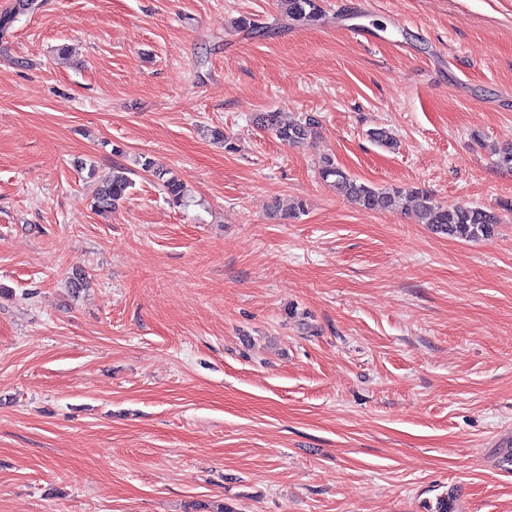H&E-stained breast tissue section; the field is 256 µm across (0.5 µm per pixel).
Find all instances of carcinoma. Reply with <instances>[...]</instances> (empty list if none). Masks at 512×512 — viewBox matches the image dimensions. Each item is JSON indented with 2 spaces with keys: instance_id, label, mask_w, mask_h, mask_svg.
<instances>
[{
  "instance_id": "cac0c4a2",
  "label": "carcinoma",
  "mask_w": 512,
  "mask_h": 512,
  "mask_svg": "<svg viewBox=\"0 0 512 512\" xmlns=\"http://www.w3.org/2000/svg\"><path fill=\"white\" fill-rule=\"evenodd\" d=\"M283 14L289 20L300 24H313L321 19L320 0H279ZM35 8V0H18L14 11L0 17V29L13 22L16 15ZM256 123L271 132L280 141L288 144L302 142L315 134L319 125L313 115L283 124L276 112H261L256 116ZM132 169L122 167L112 175V180L99 187L94 196L95 208L100 212L114 209L123 201L132 180ZM318 173L323 182L365 210L379 212L412 211L418 221L428 224L433 230L450 237L464 240H479L492 237L499 224L503 223L500 215L491 209L467 204L444 205L431 193L417 190L405 194L398 189L377 187L359 181L331 157H324L318 163ZM163 186L170 200L179 204L186 194L185 182L175 176L163 181Z\"/></svg>"
}]
</instances>
